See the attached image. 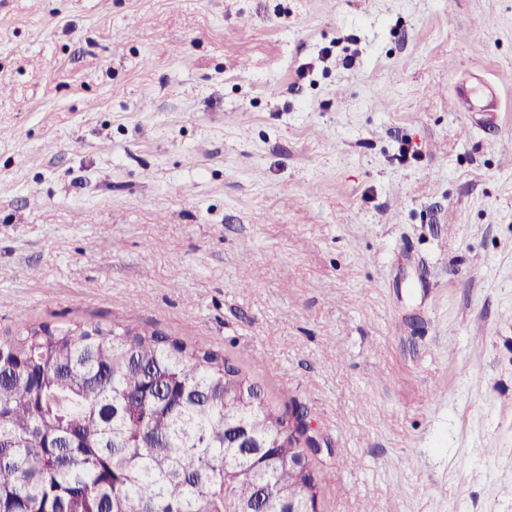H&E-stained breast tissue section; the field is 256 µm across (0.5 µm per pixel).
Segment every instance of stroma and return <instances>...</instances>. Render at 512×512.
<instances>
[{
  "label": "stroma",
  "instance_id": "obj_1",
  "mask_svg": "<svg viewBox=\"0 0 512 512\" xmlns=\"http://www.w3.org/2000/svg\"><path fill=\"white\" fill-rule=\"evenodd\" d=\"M0 17V339L223 355L306 413L320 512H512V0Z\"/></svg>",
  "mask_w": 512,
  "mask_h": 512
}]
</instances>
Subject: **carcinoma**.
Returning a JSON list of instances; mask_svg holds the SVG:
<instances>
[{"mask_svg": "<svg viewBox=\"0 0 512 512\" xmlns=\"http://www.w3.org/2000/svg\"><path fill=\"white\" fill-rule=\"evenodd\" d=\"M245 394L232 415L226 400ZM286 420L219 353L157 332L25 324L0 341V512H288L312 477Z\"/></svg>", "mask_w": 512, "mask_h": 512, "instance_id": "cac0c4a2", "label": "carcinoma"}]
</instances>
